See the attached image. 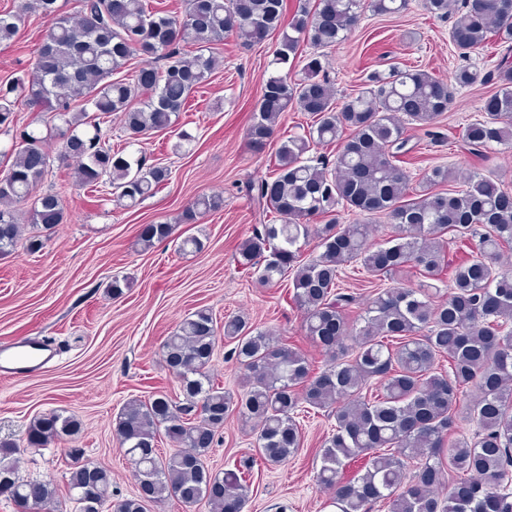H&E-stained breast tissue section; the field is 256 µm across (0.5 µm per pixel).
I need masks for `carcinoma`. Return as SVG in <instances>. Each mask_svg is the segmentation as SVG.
Returning <instances> with one entry per match:
<instances>
[{
  "label": "carcinoma",
  "mask_w": 512,
  "mask_h": 512,
  "mask_svg": "<svg viewBox=\"0 0 512 512\" xmlns=\"http://www.w3.org/2000/svg\"><path fill=\"white\" fill-rule=\"evenodd\" d=\"M56 0H19L14 14H0V42L12 40L22 16H53L28 79L0 84V127L14 121L19 103L42 109L58 122V158L76 163V182L88 188L109 185L116 202L135 206L153 196L170 176L167 167L147 163L142 151L113 149L106 143L101 116L118 114L138 139L173 127L191 96L215 70L205 51L234 36L248 45L281 32L275 64L301 58L304 78L288 74L267 79L248 138L263 148L279 118L295 102L313 117L305 135L284 140L269 176L249 184L253 199L271 219L255 229L239 249V264L256 269L271 286L294 274L292 299L302 327L329 355L314 375L305 356L253 332L238 317L224 319V340L247 380L233 396L210 375L218 327L212 312L198 309L184 318L163 343L169 371L183 400L167 394L131 399L116 418L113 434L135 462L138 492L112 503L111 474L86 461L72 467L67 495L77 512H147V505L169 499L209 512H243L253 464H279L296 456L304 435L295 419L308 405L327 412L335 425L324 442L317 482L331 495L337 512H371L386 502L389 512H512V273L499 265L512 247V192L493 175L451 173L435 166L426 175L430 190L409 195L410 175L401 166L406 126L428 128L436 143L456 90L493 81L481 117L464 128L477 148L512 147V63L504 57L495 72L468 67L453 83L420 69L396 68L375 75L372 87L338 103L324 72V50L344 41L361 11L398 14L409 0H314L282 27L283 0H185L180 15L154 12L146 0H81L75 14L57 13ZM463 58L491 39L512 49V0H463L462 13L448 30ZM194 46L186 57L181 46ZM141 66L127 74L129 61ZM166 60L164 67L157 62ZM48 137L23 130L11 146L12 162L0 178V253L19 246L42 248L27 227L52 230L63 223L64 204L52 192L36 193L49 167ZM336 144L331 162L309 153ZM461 183L458 189L444 185ZM31 202L26 211L18 205ZM357 211L363 220L341 224L336 207ZM224 207L221 194L201 195L178 221L195 224ZM383 215L394 230L383 245L370 243L371 219ZM324 223L317 225L315 219ZM173 225L145 224V248L167 240ZM478 238L477 254L458 264L451 292L440 299L423 288H377L356 317L348 311L357 297L337 289L343 265L359 263L370 274L391 277L412 269L425 279L448 266V238ZM318 240L319 253L303 257V243ZM448 359L450 370L439 368ZM476 393L466 406L479 426L474 440L454 437L460 396ZM235 415L257 431L254 451L243 469L214 473L204 462L224 420ZM82 431L76 417L51 413L34 419L21 442L0 441V494L21 512H41L57 503L50 481L18 473L13 455L40 448ZM174 447L162 456L159 433ZM360 463L345 478L350 463Z\"/></svg>",
  "instance_id": "carcinoma-1"
}]
</instances>
